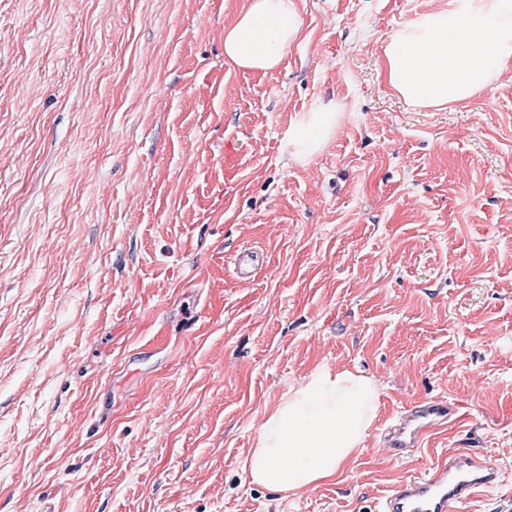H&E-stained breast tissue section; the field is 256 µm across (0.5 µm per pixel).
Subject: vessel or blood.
Instances as JSON below:
<instances>
[{"label":"vessel or blood","mask_w":512,"mask_h":512,"mask_svg":"<svg viewBox=\"0 0 512 512\" xmlns=\"http://www.w3.org/2000/svg\"><path fill=\"white\" fill-rule=\"evenodd\" d=\"M232 272L251 279L262 264L259 252L245 248L234 254ZM459 407L445 398L422 399L401 410L383 433V445L393 456H405L456 421ZM503 479L496 459L477 452L450 450L421 476L397 481L379 512H463L467 503L482 498Z\"/></svg>","instance_id":"1"}]
</instances>
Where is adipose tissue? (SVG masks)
Listing matches in <instances>:
<instances>
[{"label": "adipose tissue", "instance_id": "ef3b65f1", "mask_svg": "<svg viewBox=\"0 0 512 512\" xmlns=\"http://www.w3.org/2000/svg\"><path fill=\"white\" fill-rule=\"evenodd\" d=\"M297 0H247L224 31V58L237 68L269 71L299 37ZM394 95L421 109H441L486 92L512 60V0H449L384 42ZM341 113L322 103L288 129L293 158L305 162L335 133ZM378 411L374 382L349 370L315 368L289 388L264 421L243 468L253 483L283 494L335 477L353 460Z\"/></svg>", "mask_w": 512, "mask_h": 512}]
</instances>
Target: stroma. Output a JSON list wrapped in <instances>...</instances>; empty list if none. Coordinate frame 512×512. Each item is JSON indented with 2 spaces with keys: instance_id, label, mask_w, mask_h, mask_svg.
I'll return each instance as SVG.
<instances>
[{
  "instance_id": "35a3bbf8",
  "label": "stroma",
  "mask_w": 512,
  "mask_h": 512,
  "mask_svg": "<svg viewBox=\"0 0 512 512\" xmlns=\"http://www.w3.org/2000/svg\"><path fill=\"white\" fill-rule=\"evenodd\" d=\"M246 0H0V512H378L452 448L512 504V62L442 110L382 45L448 0H297L272 71L224 59ZM343 111L311 161L286 132ZM258 250L248 281L230 257ZM379 411L336 478L242 468L315 367ZM461 404L391 457L403 407Z\"/></svg>"
}]
</instances>
